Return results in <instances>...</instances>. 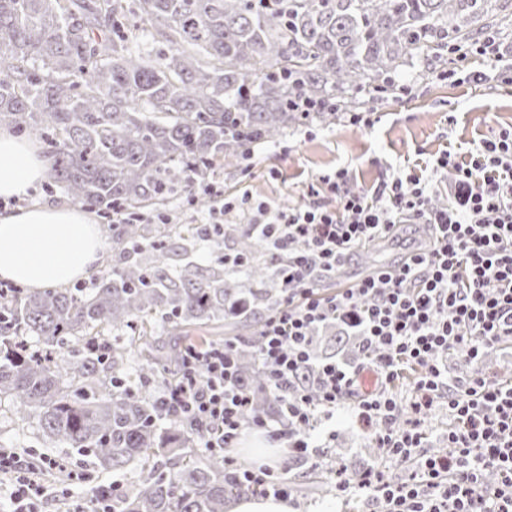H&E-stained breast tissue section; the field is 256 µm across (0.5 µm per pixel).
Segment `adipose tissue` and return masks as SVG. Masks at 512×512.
Returning a JSON list of instances; mask_svg holds the SVG:
<instances>
[{"instance_id": "adipose-tissue-1", "label": "adipose tissue", "mask_w": 512, "mask_h": 512, "mask_svg": "<svg viewBox=\"0 0 512 512\" xmlns=\"http://www.w3.org/2000/svg\"><path fill=\"white\" fill-rule=\"evenodd\" d=\"M52 162L32 144L0 129V198L24 195ZM105 242L78 206L44 204L0 213V279L31 289L84 278Z\"/></svg>"}]
</instances>
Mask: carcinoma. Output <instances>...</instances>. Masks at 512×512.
<instances>
[{
  "instance_id": "cac0c4a2",
  "label": "carcinoma",
  "mask_w": 512,
  "mask_h": 512,
  "mask_svg": "<svg viewBox=\"0 0 512 512\" xmlns=\"http://www.w3.org/2000/svg\"><path fill=\"white\" fill-rule=\"evenodd\" d=\"M498 0H0V125L50 147L56 182L75 203L118 210L112 266L91 291L19 288L0 310V396L34 413L58 445L120 473L151 467L125 490L121 512H226L251 494L224 461L194 456L189 420L128 381L141 347L142 382L175 375L208 335L241 345L239 376L254 394L244 427L280 412L255 358L258 331L278 305L281 256L249 224L200 231L214 261L191 259L181 224L141 218L231 166L339 113L292 103L334 102L353 111L364 85L396 93L409 58H432L443 39L502 36ZM167 45L152 58L129 33ZM160 319L173 343L148 334ZM127 336L109 341L103 332Z\"/></svg>"
}]
</instances>
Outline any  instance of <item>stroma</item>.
Instances as JSON below:
<instances>
[{"label":"stroma","mask_w":512,"mask_h":512,"mask_svg":"<svg viewBox=\"0 0 512 512\" xmlns=\"http://www.w3.org/2000/svg\"><path fill=\"white\" fill-rule=\"evenodd\" d=\"M457 66L454 55L444 49L433 65L414 61L399 78L402 91L373 106L370 126L354 125L342 118L329 127L315 124L300 128L258 154L250 171L221 167L214 182L224 194L246 193L287 207L304 204L307 187L316 176L339 168L348 169L362 187L382 173L406 172L416 166L426 182H439V174L428 167L437 152L512 126V85L493 82L477 88L465 80L445 79L444 71ZM368 435L347 410L339 409L316 431V444L328 439L333 442L328 459L317 466L300 458L273 461L274 470H286L289 481L301 485L300 490L289 494L296 512H313L326 499L320 480L336 467H380L395 479L408 473V465L366 454ZM1 447L16 449L31 462L43 455L63 460L76 475L69 483L70 499L88 494L90 484L83 476L92 472L91 463L54 447L38 418L20 419L8 396L0 398ZM70 499L49 501L45 510L67 512Z\"/></svg>","instance_id":"35a3bbf8"}]
</instances>
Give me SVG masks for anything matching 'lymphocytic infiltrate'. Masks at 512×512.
Wrapping results in <instances>:
<instances>
[{
  "mask_svg": "<svg viewBox=\"0 0 512 512\" xmlns=\"http://www.w3.org/2000/svg\"><path fill=\"white\" fill-rule=\"evenodd\" d=\"M437 171L448 177V202L431 206L432 188L417 174H396L373 190L355 188L346 170L318 178L308 202L276 207L249 196L225 198L213 212L247 216L257 234L285 257L275 284L281 303L262 325L257 363L280 394L284 412L253 427L286 438L288 451L310 458L312 436L322 418L353 402L360 421L386 458L415 459L407 478L385 479L370 469L359 478L337 475L338 496L363 495L381 512H512V385L488 379L482 358L512 341V128L473 142L464 153L443 152ZM400 224H421L431 237L398 265L380 267L321 295L316 283L335 272L368 242L382 240ZM339 323L360 338L377 372L380 390L358 392V367L314 355L311 332ZM238 341L189 353L173 383L159 395L168 409L188 417L204 448L224 451L242 431L250 394L237 376ZM462 352L470 372L452 374L446 355ZM420 373L406 396L390 391L403 366ZM311 371L312 384L300 382ZM453 420L448 451L422 455L424 424L436 406ZM56 458L38 463L0 448V486L13 512H42L64 485L43 474L60 469ZM496 473L497 485L486 482Z\"/></svg>",
  "mask_w": 512,
  "mask_h": 512,
  "instance_id": "1",
  "label": "lymphocytic infiltrate"
}]
</instances>
